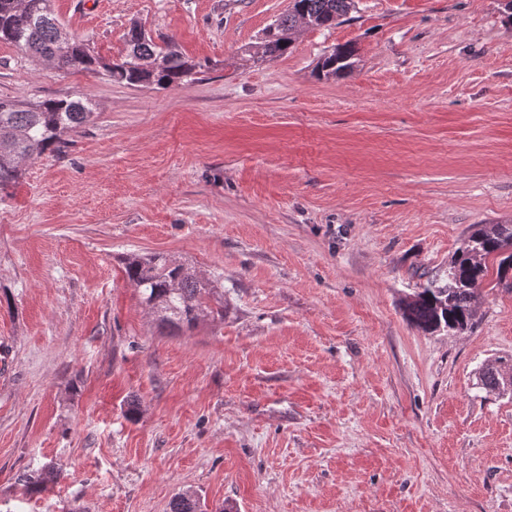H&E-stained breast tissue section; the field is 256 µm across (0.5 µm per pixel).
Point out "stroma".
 Wrapping results in <instances>:
<instances>
[{"label":"stroma","mask_w":512,"mask_h":512,"mask_svg":"<svg viewBox=\"0 0 512 512\" xmlns=\"http://www.w3.org/2000/svg\"><path fill=\"white\" fill-rule=\"evenodd\" d=\"M289 0H53L114 58L141 25L201 67L133 87L0 43V97L96 115L0 192V512H512V292L461 333L403 302L512 224L503 0H355L242 65ZM358 49L321 78L334 46ZM131 253L196 267L224 316L160 326ZM139 405L136 419L126 415ZM59 479L25 494L24 471ZM357 59V49L351 43L337 45L321 57L317 71L324 78L340 76L351 70Z\"/></svg>","instance_id":"stroma-1"}]
</instances>
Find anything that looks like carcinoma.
I'll use <instances>...</instances> for the list:
<instances>
[{"instance_id":"1","label":"carcinoma","mask_w":512,"mask_h":512,"mask_svg":"<svg viewBox=\"0 0 512 512\" xmlns=\"http://www.w3.org/2000/svg\"><path fill=\"white\" fill-rule=\"evenodd\" d=\"M52 0H0V43L14 46L34 57L55 62L63 71H104L112 80L131 86H182L192 80L199 65L172 44L157 45L138 28L129 30L125 49L117 59L106 60L91 47L73 40L71 50L56 54L59 20L51 9ZM354 0H296L286 13L269 24L256 46L242 50V60L260 65L288 52L295 30L303 18L316 28H330L346 16ZM357 49L351 43L338 45L317 64L324 78L351 70ZM94 118L87 98H46L18 104L0 99V190L13 185L27 161L47 151H58L65 137ZM496 263L500 283L512 277V224H489L475 231L451 261L448 282L432 280L404 303V314L417 328L434 332L440 327L466 329L476 313L474 300L489 273L488 260ZM127 279L138 289L142 303L156 313L160 324L179 330L193 328L210 315L224 316V300L212 281L186 263L161 255L131 254L124 259ZM502 371L495 368L481 374V385L501 389ZM54 477L44 466L24 473L26 492L37 493ZM169 512H202L200 498L188 492L175 494Z\"/></svg>"}]
</instances>
